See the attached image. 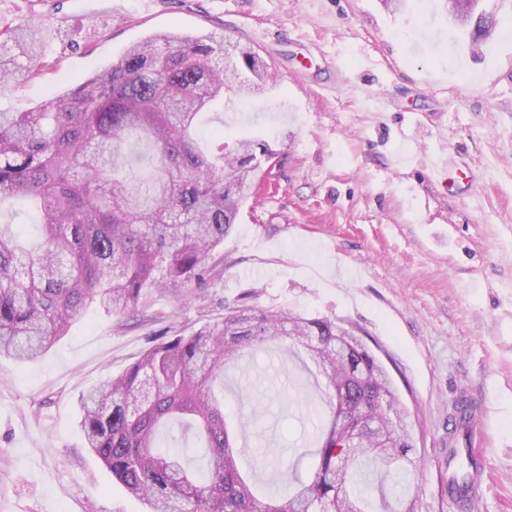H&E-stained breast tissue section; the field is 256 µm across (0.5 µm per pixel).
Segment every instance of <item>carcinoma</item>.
I'll use <instances>...</instances> for the list:
<instances>
[{
    "label": "carcinoma",
    "instance_id": "carcinoma-1",
    "mask_svg": "<svg viewBox=\"0 0 512 512\" xmlns=\"http://www.w3.org/2000/svg\"><path fill=\"white\" fill-rule=\"evenodd\" d=\"M212 35L158 34L130 46L112 66L27 112H0V212L23 201L37 212L39 238L19 240L0 224V357L29 362L67 335L90 306L122 314L146 288L174 291L204 279L240 209L260 191L277 153L263 140L198 145L201 121L231 109L242 85L262 94L273 76L259 54ZM46 57L41 26L0 32V89L32 76ZM144 148L149 167L137 165ZM289 341L305 350L325 386L316 413V462L282 500L262 501L263 470H240L224 411V367L242 349ZM351 422L336 431V418ZM176 423L200 442L205 463L160 448ZM87 448L149 512H394L411 458L410 412L393 377L361 336L327 318L290 310H230L221 321L149 347L122 374L90 391L80 422ZM367 463L388 484L361 477Z\"/></svg>",
    "mask_w": 512,
    "mask_h": 512
}]
</instances>
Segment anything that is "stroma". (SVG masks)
I'll use <instances>...</instances> for the list:
<instances>
[{
    "label": "stroma",
    "instance_id": "1",
    "mask_svg": "<svg viewBox=\"0 0 512 512\" xmlns=\"http://www.w3.org/2000/svg\"><path fill=\"white\" fill-rule=\"evenodd\" d=\"M46 23V65L0 93L34 108L108 69L146 36L212 33L253 47L276 81L219 113L280 167L247 201L205 280L148 291L130 317L92 309L29 363L0 359V512H147L91 454L81 399L153 341L247 303L348 321L409 408L420 464L403 498L448 500V422L460 396L489 415L487 479L471 512H512V35L471 42L436 0H0V25ZM455 171L448 191L426 162ZM224 398L266 466L315 446V368L288 344L244 350Z\"/></svg>",
    "mask_w": 512,
    "mask_h": 512
}]
</instances>
